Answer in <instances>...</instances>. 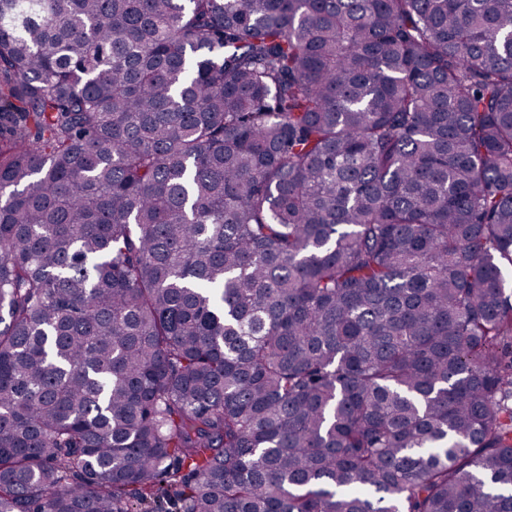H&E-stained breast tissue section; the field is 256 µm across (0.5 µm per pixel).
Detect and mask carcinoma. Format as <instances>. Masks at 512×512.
Here are the masks:
<instances>
[{"label":"carcinoma","mask_w":512,"mask_h":512,"mask_svg":"<svg viewBox=\"0 0 512 512\" xmlns=\"http://www.w3.org/2000/svg\"><path fill=\"white\" fill-rule=\"evenodd\" d=\"M512 0H0V512H512Z\"/></svg>","instance_id":"cac0c4a2"}]
</instances>
